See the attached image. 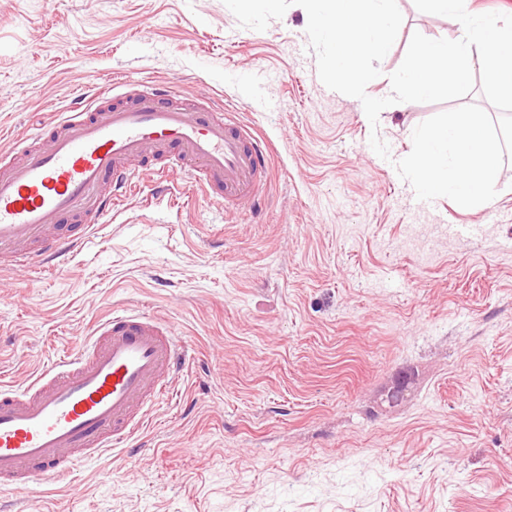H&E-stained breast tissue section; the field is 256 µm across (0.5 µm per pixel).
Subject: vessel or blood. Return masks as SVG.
<instances>
[{
    "mask_svg": "<svg viewBox=\"0 0 512 512\" xmlns=\"http://www.w3.org/2000/svg\"><path fill=\"white\" fill-rule=\"evenodd\" d=\"M0 153V260L59 268L132 181L190 171L225 210L259 204L271 145L209 97L119 82L98 90L37 139ZM193 355L168 321L116 312L27 385L0 387V485L18 493L67 477L75 455L99 459L132 442L169 378Z\"/></svg>",
    "mask_w": 512,
    "mask_h": 512,
    "instance_id": "b4317fda",
    "label": "vessel or blood"
}]
</instances>
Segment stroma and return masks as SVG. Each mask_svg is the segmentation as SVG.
Instances as JSON below:
<instances>
[{
	"label": "stroma",
	"mask_w": 512,
	"mask_h": 512,
	"mask_svg": "<svg viewBox=\"0 0 512 512\" xmlns=\"http://www.w3.org/2000/svg\"><path fill=\"white\" fill-rule=\"evenodd\" d=\"M397 5L376 98L414 33H462ZM306 25L296 5L256 31L223 0H0V149L142 79L214 95L274 148L265 203L235 218L192 185L145 206L138 179L59 270L0 267V382L122 307L194 353L134 450L0 492V512H512V157L488 207L418 206L395 163L455 101L394 104L371 128L321 82Z\"/></svg>",
	"instance_id": "1"
}]
</instances>
